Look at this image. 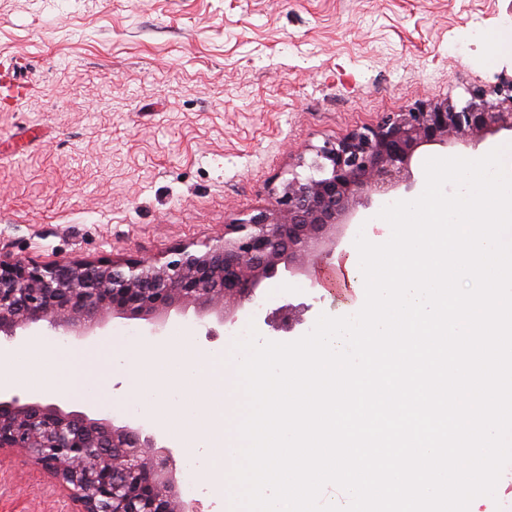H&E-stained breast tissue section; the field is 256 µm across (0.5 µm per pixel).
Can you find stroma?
Masks as SVG:
<instances>
[{
	"label": "stroma",
	"instance_id": "obj_1",
	"mask_svg": "<svg viewBox=\"0 0 512 512\" xmlns=\"http://www.w3.org/2000/svg\"><path fill=\"white\" fill-rule=\"evenodd\" d=\"M29 95L0 107V247L18 259L152 256L223 232L270 204L310 146L420 101L463 100L512 75V0H0V61ZM237 321L291 342L341 315L317 270L259 289ZM297 306L295 331H274ZM185 336L233 357L225 327L169 318L160 336L111 320L81 343L39 337L19 389L75 361L92 392L70 397L135 416L126 355ZM25 454L0 452V512H74Z\"/></svg>",
	"mask_w": 512,
	"mask_h": 512
}]
</instances>
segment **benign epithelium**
<instances>
[{"mask_svg": "<svg viewBox=\"0 0 512 512\" xmlns=\"http://www.w3.org/2000/svg\"><path fill=\"white\" fill-rule=\"evenodd\" d=\"M512 133V78L464 105L422 103L314 147L273 203L224 225V234L152 258L40 263L0 251V348L49 332L78 341L109 318L143 320L160 336L173 313L234 322L264 283H286L329 257L338 235L373 201L417 188L411 163L427 145L476 148ZM18 448L53 476L79 512H186L166 437L24 392L0 393V449Z\"/></svg>", "mask_w": 512, "mask_h": 512, "instance_id": "7a95c632", "label": "benign epithelium"}]
</instances>
